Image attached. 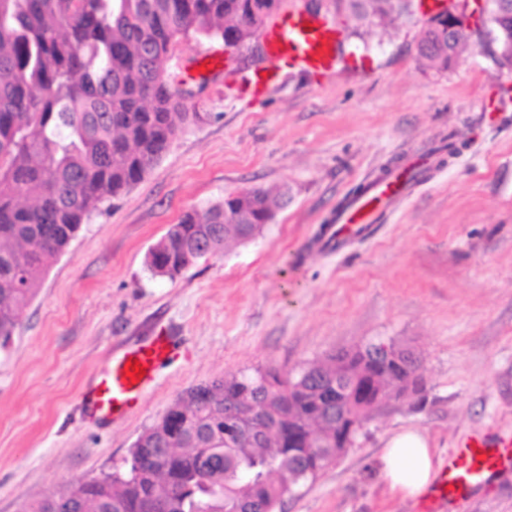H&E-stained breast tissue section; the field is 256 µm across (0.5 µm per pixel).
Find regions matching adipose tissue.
Wrapping results in <instances>:
<instances>
[{"instance_id": "obj_1", "label": "adipose tissue", "mask_w": 512, "mask_h": 512, "mask_svg": "<svg viewBox=\"0 0 512 512\" xmlns=\"http://www.w3.org/2000/svg\"><path fill=\"white\" fill-rule=\"evenodd\" d=\"M439 464L426 438L418 431L407 430L387 441L380 475L392 492L416 499L435 481Z\"/></svg>"}]
</instances>
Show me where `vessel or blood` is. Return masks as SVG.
Masks as SVG:
<instances>
[{
	"label": "vessel or blood",
	"instance_id": "b4317fda",
	"mask_svg": "<svg viewBox=\"0 0 512 512\" xmlns=\"http://www.w3.org/2000/svg\"><path fill=\"white\" fill-rule=\"evenodd\" d=\"M266 55L271 64L265 71L255 72L252 81L256 91L266 92L279 81L284 70L291 69L314 80L333 76L340 68L362 70L367 57L353 53L342 56L343 33L325 18L311 13L291 12L259 30ZM184 69L205 68L210 77L224 72L223 56L208 54L188 57ZM409 194L408 188L393 177L372 183L364 196L352 200L327 229L330 241L344 245L349 239L368 232L379 203L399 202ZM172 340L154 337L150 342L126 349L105 363L97 372L92 385L81 394V406L100 419H112L125 414L136 405L157 369L169 359ZM138 361L144 377L130 380L125 374L127 362ZM512 466V437L489 442L475 436L461 444L448 458V468L437 484V498H451L470 491L489 471Z\"/></svg>",
	"mask_w": 512,
	"mask_h": 512
}]
</instances>
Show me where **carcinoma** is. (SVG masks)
Segmentation results:
<instances>
[{"mask_svg": "<svg viewBox=\"0 0 512 512\" xmlns=\"http://www.w3.org/2000/svg\"><path fill=\"white\" fill-rule=\"evenodd\" d=\"M355 16L385 23L411 14V0H351ZM281 0H0V349L52 263L101 206L157 163L185 111L165 63L194 36L238 44ZM492 52L512 71V0H488ZM438 20L419 56L448 70L467 44ZM288 193L253 189L192 209L149 251L147 264L175 278L200 259L261 232ZM373 343L283 377L245 369L189 389L130 448L124 470L104 482L79 480L25 502L19 512H278L286 497L353 446L384 401L419 392ZM253 413L226 432L228 404ZM157 448L175 454L160 459Z\"/></svg>", "mask_w": 512, "mask_h": 512, "instance_id": "carcinoma-1", "label": "carcinoma"}]
</instances>
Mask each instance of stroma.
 Here are the masks:
<instances>
[{"label": "stroma", "mask_w": 512, "mask_h": 512, "mask_svg": "<svg viewBox=\"0 0 512 512\" xmlns=\"http://www.w3.org/2000/svg\"><path fill=\"white\" fill-rule=\"evenodd\" d=\"M468 50L439 71L418 55L427 20L382 28L348 0H281L337 22L364 71L315 82L291 72L264 95L260 39L179 40L165 67L224 52L222 78L188 83L197 118L129 192L106 202L52 265L0 351V512L122 466L136 438L188 388L244 368L288 375L372 339L421 358V392L391 401L283 512H512V468L470 494L410 500L379 477L387 440L419 430L438 458L475 434L512 435V72L488 54L485 0H467ZM455 144L448 155L445 144ZM429 158L417 191L345 247L325 240L336 208L387 165ZM289 189L257 237L176 278L147 266L182 213L225 195ZM177 349L137 407L99 420L78 396L121 347Z\"/></svg>", "instance_id": "stroma-1"}]
</instances>
